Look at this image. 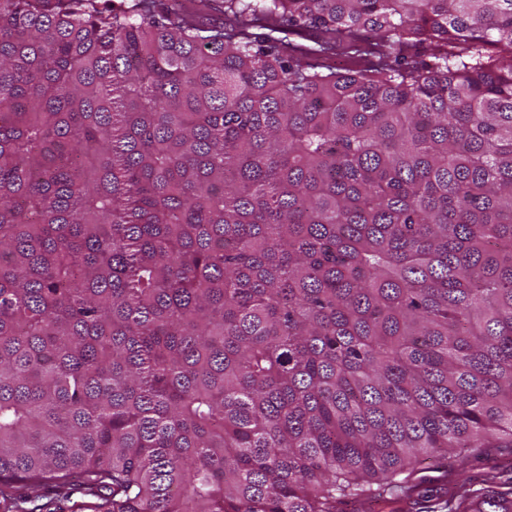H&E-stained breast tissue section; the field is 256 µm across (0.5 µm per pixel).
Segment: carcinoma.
I'll return each instance as SVG.
<instances>
[{
    "instance_id": "cac0c4a2",
    "label": "carcinoma",
    "mask_w": 512,
    "mask_h": 512,
    "mask_svg": "<svg viewBox=\"0 0 512 512\" xmlns=\"http://www.w3.org/2000/svg\"><path fill=\"white\" fill-rule=\"evenodd\" d=\"M508 444L512 0H0V512H367Z\"/></svg>"
}]
</instances>
